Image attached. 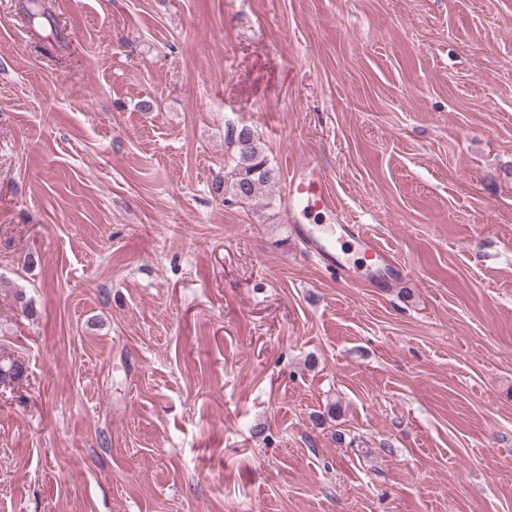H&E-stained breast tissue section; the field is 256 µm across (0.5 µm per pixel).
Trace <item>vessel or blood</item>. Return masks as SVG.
Returning a JSON list of instances; mask_svg holds the SVG:
<instances>
[{
  "mask_svg": "<svg viewBox=\"0 0 512 512\" xmlns=\"http://www.w3.org/2000/svg\"><path fill=\"white\" fill-rule=\"evenodd\" d=\"M284 208L290 215L308 211L337 215V227L297 224L294 225L293 231L309 252L321 260L324 268L336 274L339 280L349 282L354 278L353 266L336 248V240L340 237L355 242L362 251L363 261L379 264L391 277L400 278L407 275V268L391 257L365 225L354 223L339 214L335 195L328 180L315 170L299 165L291 169L284 195Z\"/></svg>",
  "mask_w": 512,
  "mask_h": 512,
  "instance_id": "vessel-or-blood-1",
  "label": "vessel or blood"
}]
</instances>
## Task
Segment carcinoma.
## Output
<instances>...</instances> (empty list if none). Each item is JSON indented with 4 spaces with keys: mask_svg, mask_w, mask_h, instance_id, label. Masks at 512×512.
Returning a JSON list of instances; mask_svg holds the SVG:
<instances>
[{
    "mask_svg": "<svg viewBox=\"0 0 512 512\" xmlns=\"http://www.w3.org/2000/svg\"><path fill=\"white\" fill-rule=\"evenodd\" d=\"M23 19L35 35V49L52 63H63L67 46L61 30L56 27L51 6L46 0H28L23 7ZM229 146L233 147V167L224 179L214 183L215 194L222 202L251 201L263 187H274L279 182L276 169L253 130L243 126L231 132ZM22 365L11 356L0 354V385L19 379Z\"/></svg>",
    "mask_w": 512,
    "mask_h": 512,
    "instance_id": "cac0c4a2",
    "label": "carcinoma"
}]
</instances>
